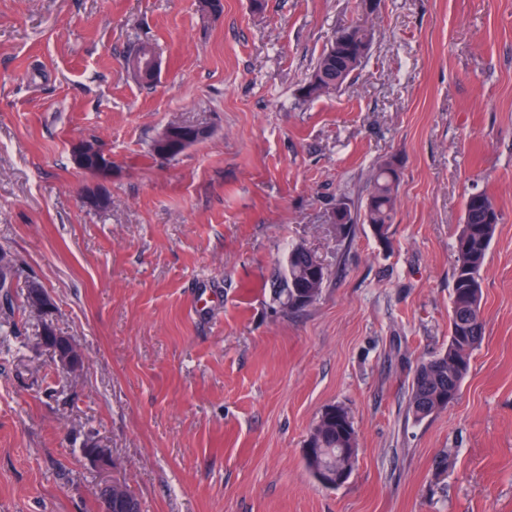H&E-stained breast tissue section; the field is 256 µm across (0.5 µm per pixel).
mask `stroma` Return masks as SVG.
<instances>
[{"label": "stroma", "instance_id": "obj_1", "mask_svg": "<svg viewBox=\"0 0 512 512\" xmlns=\"http://www.w3.org/2000/svg\"><path fill=\"white\" fill-rule=\"evenodd\" d=\"M0 0V253L41 320L0 306V512H97L103 476L141 512H512V0H382L366 63L298 89L358 0ZM152 43L153 88L126 65ZM171 121L211 130L172 160ZM112 160L81 203L76 145ZM401 163L389 245L340 234L376 162ZM501 214L481 272L485 335L457 400L407 413L418 363L448 345L464 204ZM327 270L302 310L273 292L290 249ZM346 408L355 469L326 489L303 450ZM112 451L101 471L87 439Z\"/></svg>", "mask_w": 512, "mask_h": 512}]
</instances>
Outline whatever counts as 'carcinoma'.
Wrapping results in <instances>:
<instances>
[{
    "label": "carcinoma",
    "mask_w": 512,
    "mask_h": 512,
    "mask_svg": "<svg viewBox=\"0 0 512 512\" xmlns=\"http://www.w3.org/2000/svg\"><path fill=\"white\" fill-rule=\"evenodd\" d=\"M373 40L374 28L367 17H359L339 30L317 58L299 97L313 101L341 89L367 59ZM177 131L189 147L210 136L208 128L200 125L182 123ZM399 181L400 165L396 159L378 162L364 205L346 207V213L336 221L339 231L347 234L352 225L367 224L379 242L390 243ZM499 221L500 213L487 194L476 193L467 198L464 221L455 243L448 348L416 367L407 403L408 414L416 421L445 411L456 401L470 368L471 354L484 336L481 271ZM326 277L327 271L316 262L314 253L304 245H296L289 251L286 270L276 276L272 285L278 299L288 307L304 309L309 303H296V291L306 292L314 302ZM25 300L26 307L38 308L40 316H47L53 309L50 296L36 284L27 289ZM41 339L53 355L66 352L64 338L47 321L43 323ZM308 446L324 449L325 460L334 465L343 461L357 447L356 431L347 410L341 406L327 408L310 433Z\"/></svg>",
    "instance_id": "1"
}]
</instances>
